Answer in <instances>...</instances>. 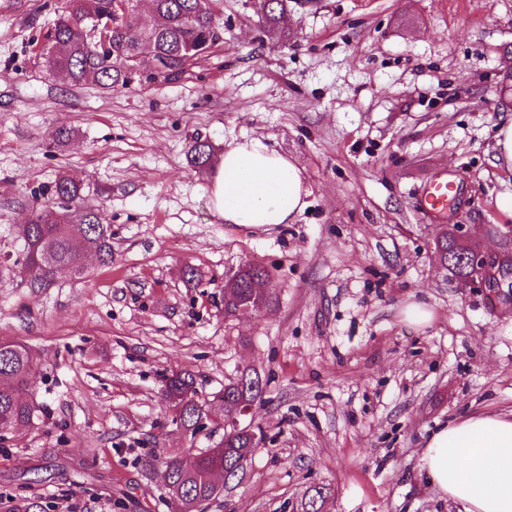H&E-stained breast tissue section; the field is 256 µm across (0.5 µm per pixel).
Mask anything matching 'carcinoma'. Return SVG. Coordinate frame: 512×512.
<instances>
[{
	"instance_id": "cac0c4a2",
	"label": "carcinoma",
	"mask_w": 512,
	"mask_h": 512,
	"mask_svg": "<svg viewBox=\"0 0 512 512\" xmlns=\"http://www.w3.org/2000/svg\"><path fill=\"white\" fill-rule=\"evenodd\" d=\"M154 24L143 29L134 22H119L111 30V50L96 49L88 24L110 19L114 0H72V8L55 19L51 45L44 49L48 70L72 87L88 81L103 89L121 88L135 79L129 60L147 54L166 72V77L183 73L193 60L185 58L183 49L189 35L207 43L221 39L211 0H150ZM282 0H267L259 21L267 30L288 38ZM190 160L201 173L217 163L216 149L207 141L196 139L190 148ZM23 245L24 269L44 278L55 267L76 274L84 270V251L94 249L99 262H112V227L105 223L102 211L83 202L80 187L69 177L60 175L51 189L50 199L31 208L14 225ZM237 288L231 294L242 298L253 292L256 280L268 281L265 270L247 265L237 272ZM34 361L27 347L0 342V429L14 432L30 426L38 419L41 408L29 397L30 377ZM194 374L183 369L164 377L162 395L175 410L173 421L186 430L197 432L202 405L185 399L194 390ZM262 380L256 369L244 368L224 385L221 400L229 406L252 403L261 398ZM262 440V433L250 426L224 430L219 443L224 445V467L236 477L244 472L241 460L252 456ZM205 448L187 462L179 455L164 459L167 471L165 493L174 512H205L220 490L213 487V470ZM48 505L37 496L9 498L0 512H47Z\"/></svg>"
}]
</instances>
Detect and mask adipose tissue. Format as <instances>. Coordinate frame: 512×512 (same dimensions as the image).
Returning a JSON list of instances; mask_svg holds the SVG:
<instances>
[{
	"label": "adipose tissue",
	"instance_id": "1",
	"mask_svg": "<svg viewBox=\"0 0 512 512\" xmlns=\"http://www.w3.org/2000/svg\"><path fill=\"white\" fill-rule=\"evenodd\" d=\"M304 175L265 138L228 146L211 180L225 223L266 230L292 223L307 205ZM421 462L466 512H512V414L465 416L428 439Z\"/></svg>",
	"mask_w": 512,
	"mask_h": 512
}]
</instances>
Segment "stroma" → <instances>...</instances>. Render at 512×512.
Wrapping results in <instances>:
<instances>
[{
    "instance_id": "stroma-1",
    "label": "stroma",
    "mask_w": 512,
    "mask_h": 512,
    "mask_svg": "<svg viewBox=\"0 0 512 512\" xmlns=\"http://www.w3.org/2000/svg\"><path fill=\"white\" fill-rule=\"evenodd\" d=\"M71 0H0V339L36 360L44 412L0 442V496L49 512H168L162 464L214 445L171 422L164 375L190 369L213 399L243 365L268 380L263 439L206 512H464L420 462L437 429L512 411V292L453 278L434 257L441 224L490 254L512 225L497 197L512 173L494 134L512 0H286L288 36L255 0H215L224 41L180 77L106 91L63 85L42 50ZM68 129L66 145L55 143ZM266 137L305 175L294 223L251 231L210 203L188 161ZM112 226V262L83 276L22 277L13 226L58 175ZM457 207L423 212L434 177ZM265 269L272 301L224 315V278ZM199 278L189 282L184 267ZM415 301L432 313L406 322ZM189 152L191 163L203 174L213 169L217 163L216 149L207 141L199 138L193 140ZM2 502L0 498V511L1 512H47L48 505L42 501L40 497L29 496L12 498L6 502L2 510Z\"/></svg>"
}]
</instances>
